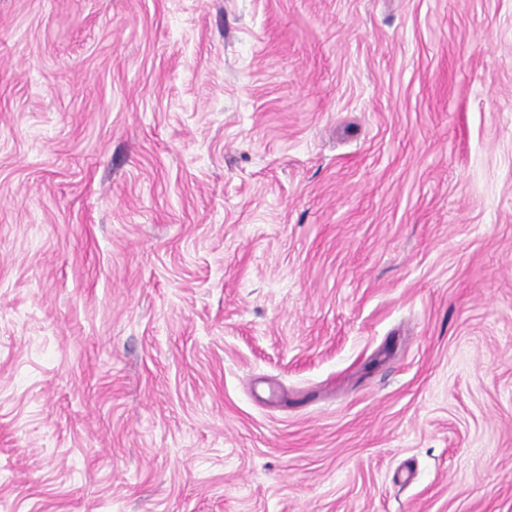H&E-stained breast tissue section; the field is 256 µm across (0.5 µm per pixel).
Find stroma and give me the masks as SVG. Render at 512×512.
I'll return each instance as SVG.
<instances>
[{
	"label": "stroma",
	"instance_id": "stroma-1",
	"mask_svg": "<svg viewBox=\"0 0 512 512\" xmlns=\"http://www.w3.org/2000/svg\"><path fill=\"white\" fill-rule=\"evenodd\" d=\"M0 512H512V0H0Z\"/></svg>",
	"mask_w": 512,
	"mask_h": 512
}]
</instances>
